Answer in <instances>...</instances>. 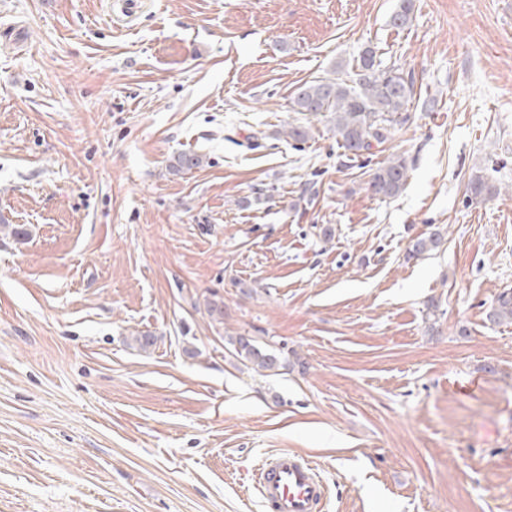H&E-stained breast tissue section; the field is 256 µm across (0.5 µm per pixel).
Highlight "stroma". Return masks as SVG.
<instances>
[{
	"label": "stroma",
	"mask_w": 512,
	"mask_h": 512,
	"mask_svg": "<svg viewBox=\"0 0 512 512\" xmlns=\"http://www.w3.org/2000/svg\"><path fill=\"white\" fill-rule=\"evenodd\" d=\"M399 4L0 0V512H263L282 448L323 512H512V323L485 320L512 194L466 202L512 185V0ZM368 46L410 121L361 164L327 120L288 139L295 89ZM396 153L405 189L371 196ZM411 163L402 154H394L379 162L366 184L367 192L383 198H394L405 188ZM501 189V187L486 181L483 176L473 175L467 185V201L471 205L481 203L490 197L498 195ZM236 356L256 372L273 371L283 366L285 358L268 343L260 342L253 336L230 337Z\"/></svg>",
	"instance_id": "35a3bbf8"
}]
</instances>
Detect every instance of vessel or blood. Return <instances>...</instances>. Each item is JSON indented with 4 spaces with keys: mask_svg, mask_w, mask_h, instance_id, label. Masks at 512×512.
<instances>
[{
    "mask_svg": "<svg viewBox=\"0 0 512 512\" xmlns=\"http://www.w3.org/2000/svg\"><path fill=\"white\" fill-rule=\"evenodd\" d=\"M255 481L267 512H319L325 497L314 462L292 450L266 458Z\"/></svg>",
    "mask_w": 512,
    "mask_h": 512,
    "instance_id": "1",
    "label": "vessel or blood"
}]
</instances>
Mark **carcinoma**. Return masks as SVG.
<instances>
[{"instance_id": "carcinoma-1", "label": "carcinoma", "mask_w": 512, "mask_h": 512, "mask_svg": "<svg viewBox=\"0 0 512 512\" xmlns=\"http://www.w3.org/2000/svg\"><path fill=\"white\" fill-rule=\"evenodd\" d=\"M414 0H402L392 16V25L405 27ZM415 96L413 78L397 67L381 66L376 52L367 47L353 66V78L326 77L299 86L291 98L294 112L325 117L331 124L336 141L350 160L374 155L372 149L384 144L394 126L409 121L408 106ZM411 163L403 154H394L378 163L366 184L367 192L394 198L405 188ZM501 192L481 175H474L467 185V201L478 204ZM443 235L436 231L412 241L408 255L419 258L440 248ZM486 319L491 324L512 322V292L500 293L489 305ZM236 356L256 372L273 371L285 363L282 352L253 336L230 338Z\"/></svg>"}]
</instances>
